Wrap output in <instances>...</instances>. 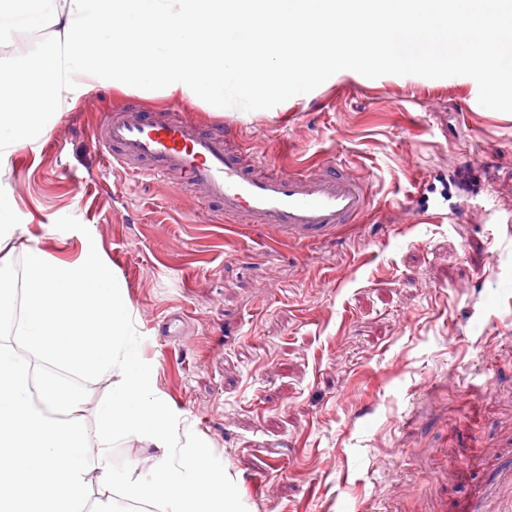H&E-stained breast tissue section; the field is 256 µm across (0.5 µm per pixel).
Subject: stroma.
<instances>
[{"label": "stroma", "instance_id": "35a3bbf8", "mask_svg": "<svg viewBox=\"0 0 512 512\" xmlns=\"http://www.w3.org/2000/svg\"><path fill=\"white\" fill-rule=\"evenodd\" d=\"M127 95L89 92L11 185L53 258L92 244L125 285L136 357L173 425H191L222 466L233 512H454L487 468L512 455V64L496 87L466 66L343 71L296 96L223 114L284 164L341 157L369 176L373 214L339 238L271 244L259 225L225 230L163 183L108 174L94 133ZM425 190L441 223L396 232V200ZM186 312L182 336L158 326ZM112 380L85 382L90 452L148 467L153 449L105 440L97 417ZM475 458L467 474L445 458ZM447 485L441 500L437 488Z\"/></svg>", "mask_w": 512, "mask_h": 512}]
</instances>
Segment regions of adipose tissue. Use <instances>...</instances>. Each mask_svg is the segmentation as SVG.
Segmentation results:
<instances>
[{"instance_id": "ef3b65f1", "label": "adipose tissue", "mask_w": 512, "mask_h": 512, "mask_svg": "<svg viewBox=\"0 0 512 512\" xmlns=\"http://www.w3.org/2000/svg\"><path fill=\"white\" fill-rule=\"evenodd\" d=\"M512 13V0H0V512H84L85 482L97 472L126 502L161 512H228L232 491L208 446L181 437L135 355L123 284L95 249L66 263L33 245L10 177L15 155L38 150L65 112L93 87L177 96L210 112L251 109L278 95L294 73L312 81L323 59L289 54L287 41L258 46L255 35L322 15L362 20L346 49L351 71L383 62L401 69L465 64L493 83L512 60V23L488 27L487 7ZM250 11L255 28L237 26ZM94 35L87 44L85 35ZM274 55L256 77L223 54L202 53L200 38ZM23 252L26 286L13 260ZM108 374L112 398L99 411L104 432L137 437L156 453L144 471L91 455L76 417V379Z\"/></svg>"}]
</instances>
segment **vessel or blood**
Instances as JSON below:
<instances>
[{
    "label": "vessel or blood",
    "instance_id": "vessel-or-blood-1",
    "mask_svg": "<svg viewBox=\"0 0 512 512\" xmlns=\"http://www.w3.org/2000/svg\"><path fill=\"white\" fill-rule=\"evenodd\" d=\"M303 27L312 45L325 42L333 24L315 16ZM225 55L252 72L264 63L233 44ZM92 146L103 166L174 184L194 209L221 213L230 228L261 225L272 243L332 241L371 208L368 182L347 161L286 167L271 160L261 143L243 142L232 126L201 131L173 106L148 112L127 103L100 127ZM496 483L489 478L459 512H488Z\"/></svg>",
    "mask_w": 512,
    "mask_h": 512
}]
</instances>
